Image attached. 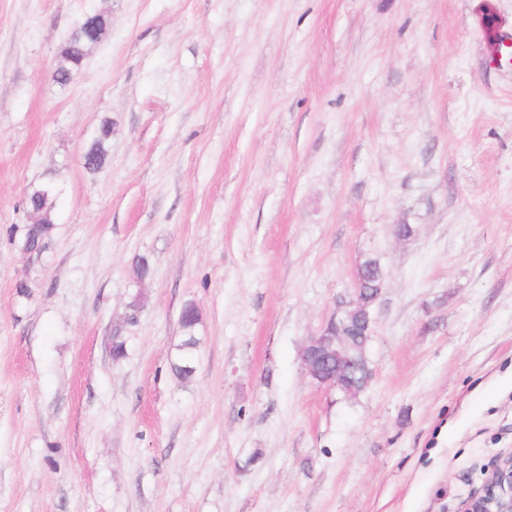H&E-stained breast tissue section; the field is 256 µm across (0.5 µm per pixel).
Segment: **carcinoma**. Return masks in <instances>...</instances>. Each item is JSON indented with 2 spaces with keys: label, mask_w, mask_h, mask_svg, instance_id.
I'll return each mask as SVG.
<instances>
[{
  "label": "carcinoma",
  "mask_w": 512,
  "mask_h": 512,
  "mask_svg": "<svg viewBox=\"0 0 512 512\" xmlns=\"http://www.w3.org/2000/svg\"><path fill=\"white\" fill-rule=\"evenodd\" d=\"M99 42V38L84 28H78L59 52L55 66V81L61 86L68 85L82 67L81 60ZM112 135V124L104 122L98 135L84 154V165L89 171L102 168L108 159L107 143ZM59 195L58 187L52 182H42L29 186L24 204L31 223L21 226L14 225L10 229L11 239L17 240L21 251L42 253L46 250L55 229L56 204ZM200 322V314L193 303L183 306L179 325L182 332L181 340L176 345L175 361L172 370L181 380L192 378L196 372L197 348L199 339L195 335Z\"/></svg>",
  "instance_id": "1"
}]
</instances>
